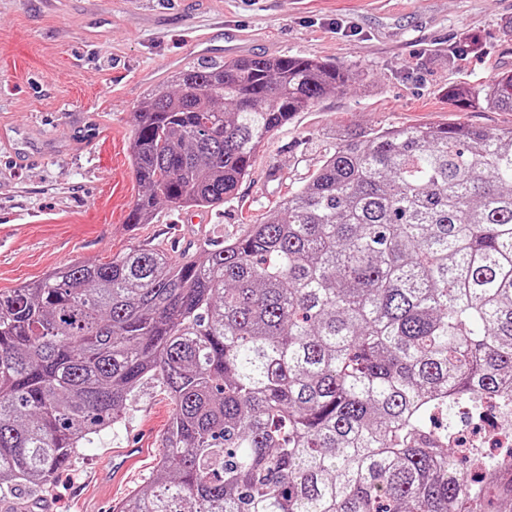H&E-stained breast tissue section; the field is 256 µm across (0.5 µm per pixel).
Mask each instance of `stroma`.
Returning a JSON list of instances; mask_svg holds the SVG:
<instances>
[{"label": "stroma", "mask_w": 512, "mask_h": 512, "mask_svg": "<svg viewBox=\"0 0 512 512\" xmlns=\"http://www.w3.org/2000/svg\"><path fill=\"white\" fill-rule=\"evenodd\" d=\"M511 19L512 0H0V290L132 248L187 259L202 237L262 223L345 126L512 128V112L448 102L449 86L512 74L501 29ZM223 32L243 36V58H318L362 78L272 132L208 221L162 205L151 223H128L141 192L129 116L170 83L167 60L201 61L199 39ZM171 413L170 399L144 385L118 430L101 431L43 491L4 489L0 504L117 512L158 462Z\"/></svg>", "instance_id": "obj_1"}]
</instances>
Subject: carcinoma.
<instances>
[{"label":"carcinoma","mask_w":512,"mask_h":512,"mask_svg":"<svg viewBox=\"0 0 512 512\" xmlns=\"http://www.w3.org/2000/svg\"><path fill=\"white\" fill-rule=\"evenodd\" d=\"M355 79L304 57L200 62L132 113L142 194L232 197L268 135ZM448 103L512 112V74ZM167 454L120 512H503L512 468L448 445L512 390V129L345 127L263 224L0 291V489L46 487L146 383Z\"/></svg>","instance_id":"1"}]
</instances>
